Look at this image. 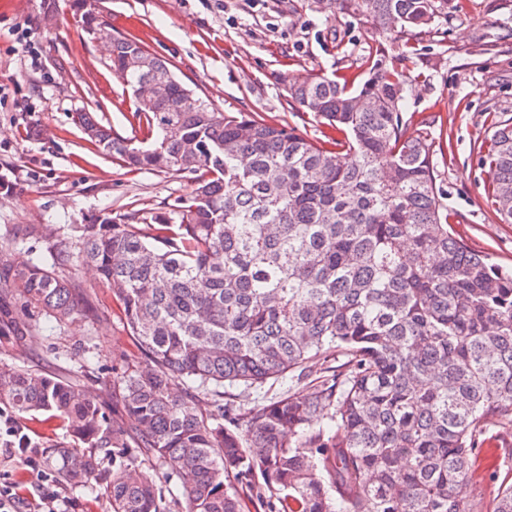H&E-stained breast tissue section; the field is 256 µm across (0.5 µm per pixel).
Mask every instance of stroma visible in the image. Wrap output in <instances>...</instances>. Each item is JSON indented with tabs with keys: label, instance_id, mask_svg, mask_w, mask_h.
Returning a JSON list of instances; mask_svg holds the SVG:
<instances>
[{
	"label": "stroma",
	"instance_id": "35a3bbf8",
	"mask_svg": "<svg viewBox=\"0 0 512 512\" xmlns=\"http://www.w3.org/2000/svg\"><path fill=\"white\" fill-rule=\"evenodd\" d=\"M101 2L114 30L173 64L178 77L215 107L257 112L313 136L326 128L289 101L287 76L348 72L363 80L378 51L398 59L404 119L434 142L433 163L455 234L492 263L512 267V224L500 223L491 207L478 154L494 122L512 118V0H465L463 10L415 35V64L404 58V38L375 33L312 0ZM489 41L494 50H486ZM33 49L40 57L35 67ZM79 112L96 113L122 137L144 136L122 75L75 22L68 0H0V174L9 179L0 190V257L8 263H31L45 253L38 239L14 243L17 225L78 224L106 209L158 208L194 189L191 176L131 172L97 153L75 121ZM36 322V343L0 338V367L72 376L100 392L113 370L141 360L107 289H98L92 309L71 321L40 316ZM330 364L318 357L302 378L229 386L225 397L246 408L302 395ZM15 422L40 450L78 445L58 419L35 414ZM484 430L493 443L473 490L487 504L512 472V433L494 418Z\"/></svg>",
	"mask_w": 512,
	"mask_h": 512
}]
</instances>
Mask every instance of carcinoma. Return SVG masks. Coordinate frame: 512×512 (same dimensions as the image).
<instances>
[{"label": "carcinoma", "instance_id": "1", "mask_svg": "<svg viewBox=\"0 0 512 512\" xmlns=\"http://www.w3.org/2000/svg\"><path fill=\"white\" fill-rule=\"evenodd\" d=\"M448 2L339 0L382 35L429 28ZM84 3L70 0L83 30L112 27ZM108 60L131 87L168 76L137 104L157 137L139 146L78 112L83 133L124 168L191 173L195 188L142 216L16 229L46 254L0 263V329L36 336L10 300L27 316L80 314L91 291L76 271L90 265L143 355L112 376L110 412L74 379L0 368V409L51 412L85 445L51 449L57 478L99 480L95 449L110 448L111 512H243L229 473L265 512H482L470 484L484 424L512 428V269L448 229L433 141L401 112L397 60L378 54L359 84L288 81L289 100L334 131L326 141L213 107L132 36L115 33ZM481 160L491 205L512 224V118L494 123ZM317 355L344 362L305 397L221 404L225 384L256 387ZM179 378L192 383L182 395ZM145 456L181 497H166ZM489 512H512V483Z\"/></svg>", "mask_w": 512, "mask_h": 512}]
</instances>
